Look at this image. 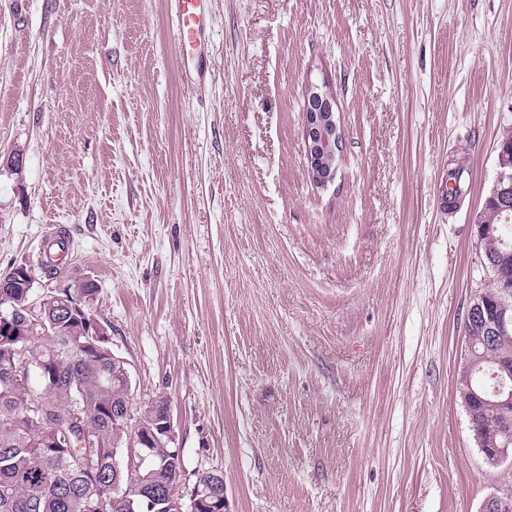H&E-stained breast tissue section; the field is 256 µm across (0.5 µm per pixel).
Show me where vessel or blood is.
<instances>
[{
	"label": "vessel or blood",
	"mask_w": 512,
	"mask_h": 512,
	"mask_svg": "<svg viewBox=\"0 0 512 512\" xmlns=\"http://www.w3.org/2000/svg\"><path fill=\"white\" fill-rule=\"evenodd\" d=\"M171 38L186 73L205 82L208 69L205 50L212 37L207 0H172Z\"/></svg>",
	"instance_id": "vessel-or-blood-1"
}]
</instances>
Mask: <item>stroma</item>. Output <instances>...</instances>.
Wrapping results in <instances>:
<instances>
[{"label": "stroma", "instance_id": "1", "mask_svg": "<svg viewBox=\"0 0 512 512\" xmlns=\"http://www.w3.org/2000/svg\"><path fill=\"white\" fill-rule=\"evenodd\" d=\"M210 19L198 90L169 0H0V273L68 233L39 285L96 281L134 402H168L180 491L210 472L224 512H481L512 459L485 460L457 382L512 0H211ZM312 76L345 140L324 189ZM303 105V130L308 175L315 185L333 182L332 169L342 152L343 135L336 117V95L328 81H307ZM338 159V160H339Z\"/></svg>", "mask_w": 512, "mask_h": 512}]
</instances>
